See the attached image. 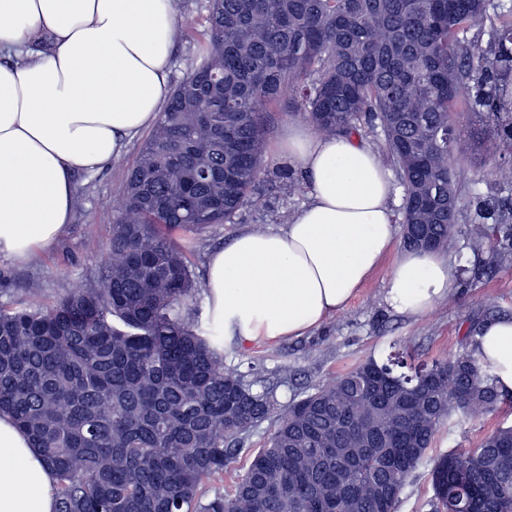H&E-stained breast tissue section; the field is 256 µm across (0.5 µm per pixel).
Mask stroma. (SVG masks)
<instances>
[{
  "mask_svg": "<svg viewBox=\"0 0 512 512\" xmlns=\"http://www.w3.org/2000/svg\"><path fill=\"white\" fill-rule=\"evenodd\" d=\"M178 11L182 18L193 22L196 33L194 38L177 41L174 46L170 76L174 82L203 58L208 0H178ZM267 120L266 170L255 187L264 196L265 206L242 209L227 224L176 235L197 275H204L212 251L245 231L284 228L310 199L311 186L302 169H292L293 181L297 183L293 189L289 188L288 180L278 176L279 170L289 167L280 145L291 116L273 107ZM143 141V136H136L122 155L108 165L76 174L74 182L85 200V210L73 212L66 231L54 243L36 249L23 260L0 255V274L7 276L10 288H22L37 281L48 298L53 299L101 271L112 237L114 214L122 202L128 171ZM451 168L458 186L461 214L465 217L470 215L477 197L499 193L512 182V169L505 167L503 155L497 153L457 156ZM395 259V254H388L347 307L319 327L272 346L258 345L246 350L226 347L225 365H254L264 384L273 388L279 403L284 405L362 360L386 357L396 339L407 340L411 350L430 361L459 349L470 317L491 312L512 317V265L499 267L468 284L455 280L448 297L437 301L425 314L398 313L385 302ZM501 424H512V407L441 429L433 448L402 492L398 512H427L425 504L433 494L431 470L435 460L456 446H473Z\"/></svg>",
  "mask_w": 512,
  "mask_h": 512,
  "instance_id": "35a3bbf8",
  "label": "stroma"
}]
</instances>
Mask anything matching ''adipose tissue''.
Listing matches in <instances>:
<instances>
[{
  "label": "adipose tissue",
  "instance_id": "1",
  "mask_svg": "<svg viewBox=\"0 0 512 512\" xmlns=\"http://www.w3.org/2000/svg\"><path fill=\"white\" fill-rule=\"evenodd\" d=\"M177 0H0V254L54 242L71 219L75 172L120 156L169 95ZM282 152L311 201L276 232H245L207 260L211 322L240 347L275 345L343 310L393 248L394 186L356 137L289 124ZM385 299L417 316L447 295L440 253L397 254ZM475 355L512 391V318L488 321ZM54 478L0 415V512H54Z\"/></svg>",
  "mask_w": 512,
  "mask_h": 512
}]
</instances>
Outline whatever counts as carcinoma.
Here are the masks:
<instances>
[{"label": "carcinoma", "instance_id": "cac0c4a2", "mask_svg": "<svg viewBox=\"0 0 512 512\" xmlns=\"http://www.w3.org/2000/svg\"><path fill=\"white\" fill-rule=\"evenodd\" d=\"M491 23L483 40L481 25ZM202 63L186 73L130 169L101 274L47 302L30 282L0 302V415L56 482V512H397L440 429L512 404L464 346L422 362L400 345L278 404L224 367V336L188 306L204 289L174 232L259 207L270 105L325 136L380 129L403 188L402 247L458 233L450 160L512 150V3L210 0ZM464 106L474 136L453 120ZM475 280L512 263V187L479 198ZM273 421L268 443H245ZM248 465L226 494L215 481ZM428 512H512V426L442 455Z\"/></svg>", "mask_w": 512, "mask_h": 512}]
</instances>
